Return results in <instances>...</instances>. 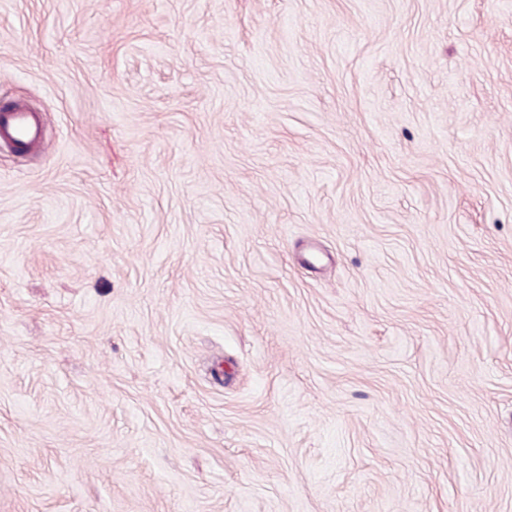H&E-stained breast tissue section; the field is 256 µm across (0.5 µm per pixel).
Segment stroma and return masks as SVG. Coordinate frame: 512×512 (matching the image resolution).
<instances>
[{
    "instance_id": "stroma-1",
    "label": "stroma",
    "mask_w": 512,
    "mask_h": 512,
    "mask_svg": "<svg viewBox=\"0 0 512 512\" xmlns=\"http://www.w3.org/2000/svg\"><path fill=\"white\" fill-rule=\"evenodd\" d=\"M0 512H512V0H0ZM45 136L43 117L25 106L0 111V142L30 141L42 143Z\"/></svg>"
}]
</instances>
